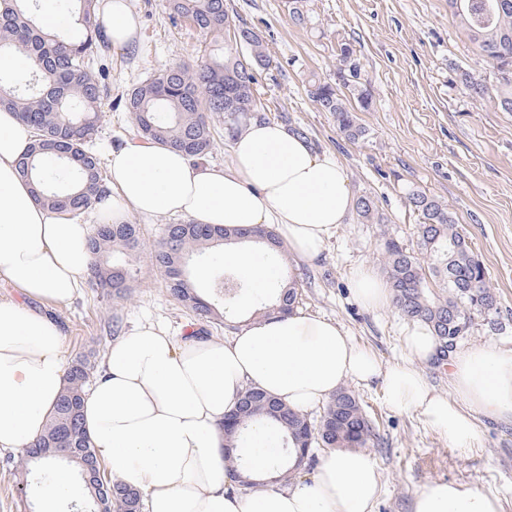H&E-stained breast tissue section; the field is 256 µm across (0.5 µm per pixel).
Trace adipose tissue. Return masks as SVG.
Returning a JSON list of instances; mask_svg holds the SVG:
<instances>
[{
  "mask_svg": "<svg viewBox=\"0 0 512 512\" xmlns=\"http://www.w3.org/2000/svg\"><path fill=\"white\" fill-rule=\"evenodd\" d=\"M114 48L133 46L139 25L130 0H107L101 18ZM34 130L0 110V280L43 303L71 300L84 286L88 242L102 221L180 216L197 224L272 225L287 258L231 248L224 261L257 293L282 287L286 261L317 257L354 209L345 172L277 122L256 120L217 167L165 144L127 139L108 157L109 177L88 219L37 205L17 162ZM412 363L382 366L335 321L301 312L260 317L227 340L177 339L148 323L108 348L83 403L95 451L113 481L142 495V512H372L381 485L372 454L343 448L322 458L312 481L277 483L281 450L257 426L243 467L256 484L244 493L228 475L220 427L248 384L307 413L347 381L382 379L388 404L418 414L466 448L482 418L512 420V351L464 348L448 361V388L417 367L437 355L427 326L406 338ZM60 327L11 299L0 300V450L27 447L45 429L64 384ZM412 512H501L476 489L435 482Z\"/></svg>",
  "mask_w": 512,
  "mask_h": 512,
  "instance_id": "adipose-tissue-1",
  "label": "adipose tissue"
}]
</instances>
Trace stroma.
<instances>
[{
    "label": "stroma",
    "mask_w": 512,
    "mask_h": 512,
    "mask_svg": "<svg viewBox=\"0 0 512 512\" xmlns=\"http://www.w3.org/2000/svg\"><path fill=\"white\" fill-rule=\"evenodd\" d=\"M237 25L257 32L272 60L258 76L272 121L304 128L311 146L336 157L353 195L370 194L385 221L361 223L350 216L322 254L296 265L298 309L338 322L360 347L383 364L409 359L404 338L413 324L394 306L363 307L350 281L353 267L383 269L384 243L393 238L417 247V218L405 194L415 188L448 206L483 262L498 299L496 313L476 318L464 348L495 345L512 350V112L471 98L458 79L470 70L492 79L467 31L450 15L448 0H310L312 23H293L288 0H228ZM140 36L127 50H110L113 98L167 67L200 62L219 49L222 38L172 23L161 0H131ZM347 40L362 65L372 106L359 119L368 140L351 142L337 130L331 113L311 100V79L336 80L338 40ZM130 113L105 109L92 145L100 154L134 136ZM171 219L140 221L141 246L134 258L137 276L121 297L85 286L73 300L27 307L55 318L64 332L66 360L93 353L102 361L113 342L152 322L170 335L194 332L218 341L231 337L223 316L201 321L168 290L152 252ZM377 439L369 447L383 485L374 512H411L417 493L446 481L497 496L512 512V423L481 421L480 435L462 449L418 416L392 410L381 380L351 382ZM39 471L23 450L0 451V512H40Z\"/></svg>",
    "instance_id": "obj_1"
}]
</instances>
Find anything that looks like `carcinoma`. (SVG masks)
<instances>
[{
  "label": "carcinoma",
  "mask_w": 512,
  "mask_h": 512,
  "mask_svg": "<svg viewBox=\"0 0 512 512\" xmlns=\"http://www.w3.org/2000/svg\"><path fill=\"white\" fill-rule=\"evenodd\" d=\"M0 52L22 54L35 63L0 79V110H8L33 126L37 138L18 160L21 178L34 184L36 202L79 216L88 212L103 185L99 155L89 148L99 129L102 104L111 97L109 84L94 71L99 53L109 49L110 40L97 23L100 0H51L57 13L74 20L79 29L47 33L41 26L36 0H0ZM173 22L186 21L195 29L216 36L229 35L220 60L204 61L194 67H168L135 84L125 97L136 132L143 139L160 141L197 159L214 147L211 119L224 117L229 138L238 136L251 120L269 111L258 89L259 71L270 64L261 36L248 28H237L225 0H162ZM448 8L478 46L483 61L493 69L494 83L488 85L471 71L459 74L460 83L476 99H488L505 112H512V0H448ZM295 24L311 22L307 0H288ZM337 82L313 81L309 96L324 112L333 114L338 131L349 141L367 137L351 103L371 107L372 98L360 82L361 67L352 45L340 44ZM408 206L417 214L418 246L428 258L424 264L393 239L386 240L384 271L393 303L408 320L427 326L436 336L440 360L455 351L477 316L497 308L483 263L475 255L448 207L419 189L406 193ZM356 213L365 222L382 224L376 202L369 195L356 199ZM261 245L269 254L283 253V244L273 228L259 225L246 238L238 228L211 226L201 232L194 223L169 224L155 248L153 261L164 271L170 292L201 319L217 314L216 302L231 303L247 284L232 272L215 283L216 291L202 297L186 277L184 264L193 254L231 241ZM140 246L136 224H103L89 241L94 255L90 279L96 288L120 295L131 287L137 269L133 258ZM119 252L125 260L108 263L109 253ZM446 283L448 295L431 293L427 276ZM299 283L293 279L271 292L260 315L293 313L299 304ZM95 363L89 356L76 357L69 366L65 384L49 413L46 429L31 443L33 448H69L70 455L28 461L40 468L41 484L55 476V465L65 462L79 476L94 470L97 476L82 483L87 492L85 512H141L142 496L106 477L83 422L85 388ZM222 425L228 447L239 448L245 433L257 423L275 428L287 447L282 475L290 480L302 473L294 465L299 446L307 454L305 467L314 461L312 447L366 448L375 437L372 424L359 399L343 388L326 404L318 425L303 414L259 390L245 388Z\"/></svg>",
  "instance_id": "carcinoma-1"
}]
</instances>
